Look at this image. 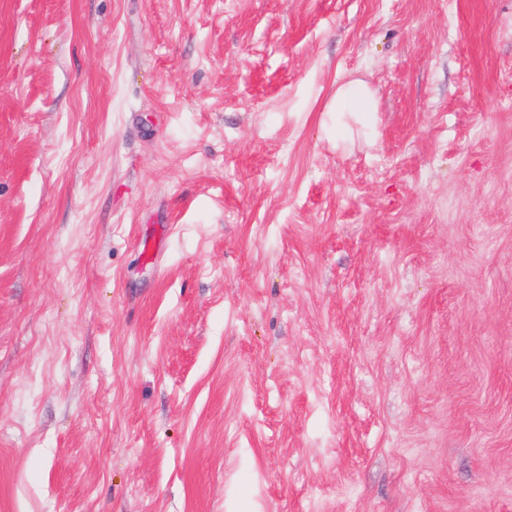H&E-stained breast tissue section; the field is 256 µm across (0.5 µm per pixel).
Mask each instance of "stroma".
I'll return each instance as SVG.
<instances>
[{
	"mask_svg": "<svg viewBox=\"0 0 512 512\" xmlns=\"http://www.w3.org/2000/svg\"><path fill=\"white\" fill-rule=\"evenodd\" d=\"M0 512H512V0H0ZM331 112L344 113L355 123L364 125L371 112H376L374 92L358 79L339 83L334 93Z\"/></svg>",
	"mask_w": 512,
	"mask_h": 512,
	"instance_id": "35a3bbf8",
	"label": "stroma"
}]
</instances>
